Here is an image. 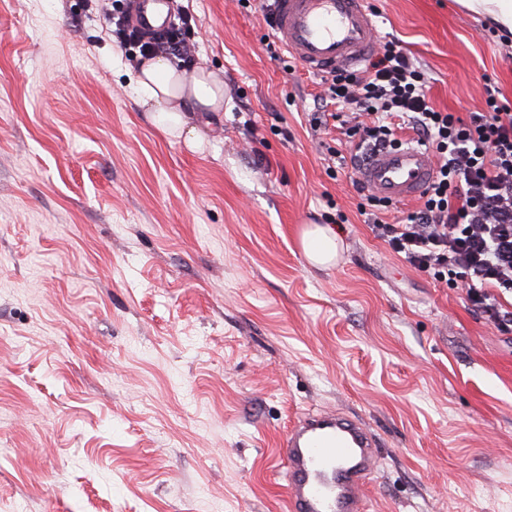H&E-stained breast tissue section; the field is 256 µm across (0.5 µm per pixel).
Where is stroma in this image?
I'll return each mask as SVG.
<instances>
[{"instance_id":"35a3bbf8","label":"stroma","mask_w":512,"mask_h":512,"mask_svg":"<svg viewBox=\"0 0 512 512\" xmlns=\"http://www.w3.org/2000/svg\"><path fill=\"white\" fill-rule=\"evenodd\" d=\"M176 8L229 99L201 153L91 0H0V512H288L280 435L318 409L380 440L367 512H512V334L374 236L258 6ZM370 8L435 107L512 103V38L458 0ZM301 244L306 258L314 265L328 267L337 256L336 230L331 226L313 225L303 231Z\"/></svg>"}]
</instances>
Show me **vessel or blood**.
<instances>
[{
  "instance_id": "1",
  "label": "vessel or blood",
  "mask_w": 512,
  "mask_h": 512,
  "mask_svg": "<svg viewBox=\"0 0 512 512\" xmlns=\"http://www.w3.org/2000/svg\"><path fill=\"white\" fill-rule=\"evenodd\" d=\"M131 12L150 35L174 24L173 0H132ZM273 30L286 52L316 74L370 61L377 43L368 0H276ZM433 175L430 150L409 142L376 152L361 173L372 195L395 203L420 195ZM376 446L370 429L340 413L298 419L282 439L290 512H365Z\"/></svg>"
}]
</instances>
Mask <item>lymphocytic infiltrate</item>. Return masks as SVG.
<instances>
[{
    "instance_id": "1",
    "label": "lymphocytic infiltrate",
    "mask_w": 512,
    "mask_h": 512,
    "mask_svg": "<svg viewBox=\"0 0 512 512\" xmlns=\"http://www.w3.org/2000/svg\"><path fill=\"white\" fill-rule=\"evenodd\" d=\"M121 46L139 55L165 53L191 66L192 45L183 33L188 15L160 37H145L130 23L127 0H97ZM321 102L339 106L336 115L313 112L311 129L339 120L354 144V168L373 151L399 144L396 125L411 129L434 151L437 169L420 207L402 223L386 220L389 204L368 197L367 222L374 235L414 268L464 286L476 312L498 330L512 333V108L487 90L485 109L462 119L435 108L428 78L400 40H381L362 68L335 69Z\"/></svg>"
}]
</instances>
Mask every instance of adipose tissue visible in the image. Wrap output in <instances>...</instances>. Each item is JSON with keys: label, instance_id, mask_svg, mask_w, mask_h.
<instances>
[{"label": "adipose tissue", "instance_id": "obj_1", "mask_svg": "<svg viewBox=\"0 0 512 512\" xmlns=\"http://www.w3.org/2000/svg\"><path fill=\"white\" fill-rule=\"evenodd\" d=\"M135 92L141 106L154 113L162 132L182 140L192 151L202 148L204 138L186 115V104H193L201 112H219L224 108V90L211 81L206 69L188 75L162 55L143 61L136 76ZM301 244L306 258L314 265L327 267L336 259L338 241L333 227L306 228Z\"/></svg>", "mask_w": 512, "mask_h": 512}]
</instances>
